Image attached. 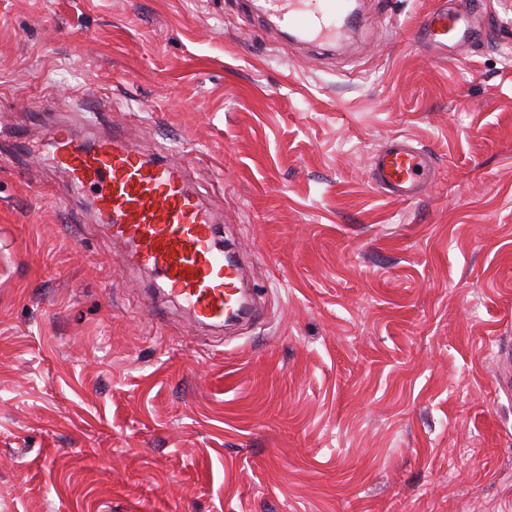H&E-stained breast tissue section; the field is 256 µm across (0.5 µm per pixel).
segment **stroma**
I'll return each mask as SVG.
<instances>
[{"label":"stroma","instance_id":"stroma-1","mask_svg":"<svg viewBox=\"0 0 512 512\" xmlns=\"http://www.w3.org/2000/svg\"><path fill=\"white\" fill-rule=\"evenodd\" d=\"M345 49L252 0H0V512H512V19ZM53 110H46V103ZM107 127L180 164L255 317L199 324L36 150ZM436 166L371 183L394 136ZM432 171L430 154L408 136L398 135L372 157L373 183L387 195L412 201L421 194L424 177Z\"/></svg>","mask_w":512,"mask_h":512}]
</instances>
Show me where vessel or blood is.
Instances as JSON below:
<instances>
[{"label": "vessel or blood", "mask_w": 512, "mask_h": 512, "mask_svg": "<svg viewBox=\"0 0 512 512\" xmlns=\"http://www.w3.org/2000/svg\"><path fill=\"white\" fill-rule=\"evenodd\" d=\"M349 9L348 0H264L263 16L275 30L332 45ZM479 28L472 0H457L423 14L416 34L425 47L444 52L472 41ZM48 139L49 158L66 172L69 192L91 193L113 242L134 265L155 273L157 290L182 300L198 322H223L237 304L240 268L225 263L213 216L183 170L115 134L85 140L53 129ZM431 170L430 154L398 135L373 155L370 175L387 195L411 201Z\"/></svg>", "instance_id": "vessel-or-blood-1"}]
</instances>
